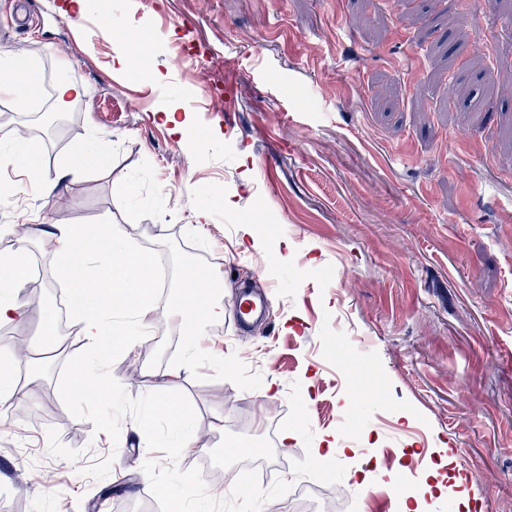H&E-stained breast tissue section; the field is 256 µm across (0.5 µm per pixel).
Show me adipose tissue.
<instances>
[{"label":"adipose tissue","mask_w":512,"mask_h":512,"mask_svg":"<svg viewBox=\"0 0 512 512\" xmlns=\"http://www.w3.org/2000/svg\"><path fill=\"white\" fill-rule=\"evenodd\" d=\"M13 162L34 185L50 189L58 188L66 178L78 177L82 172L80 166L72 164L55 179L43 178L40 156L22 141L15 145ZM31 231L47 240L59 256L63 271L72 283L74 322L93 353L101 358L111 355L113 313L129 317L134 335H142L143 318L152 306V289L144 276L145 269L153 263L151 255L125 241L108 224L100 226L98 246L92 253L80 248V240L71 226L35 225ZM0 267L13 272L8 281H0V324H6L19 320L24 314L21 295L29 279L28 261L20 251L1 252Z\"/></svg>","instance_id":"adipose-tissue-1"}]
</instances>
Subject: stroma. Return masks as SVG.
I'll return each mask as SVG.
<instances>
[{
  "mask_svg": "<svg viewBox=\"0 0 512 512\" xmlns=\"http://www.w3.org/2000/svg\"><path fill=\"white\" fill-rule=\"evenodd\" d=\"M20 2L0 0V56L41 83L24 106L0 98V251L24 250L41 282L22 319L0 324V349L27 347L13 378L35 394L0 405V512H139L152 499L142 465L165 459L131 419L114 442L65 407L60 368L84 339L43 335L63 277L22 223L117 224L166 261L151 342L111 368L133 397L184 352L169 315L181 274L203 264L219 280L225 314L174 384L197 415L179 466L201 467L213 496L229 494L211 471L225 443L254 441L262 486L312 482L322 508L341 496L350 512L382 498L390 512H463V493L471 512H512V0H137L161 75L144 82L112 68L122 36L104 18L127 0H99L75 25L65 0H30L32 28ZM226 57L240 72L228 112L205 76ZM62 80L87 89L64 109ZM14 140L49 177L82 152L112 171L39 191L9 159ZM266 284V321L237 332V296ZM357 382L377 399H350ZM334 439L342 454L316 455ZM422 457L461 488L408 490ZM76 458L110 472L80 474Z\"/></svg>",
  "mask_w": 512,
  "mask_h": 512,
  "instance_id": "obj_1",
  "label": "stroma"
}]
</instances>
